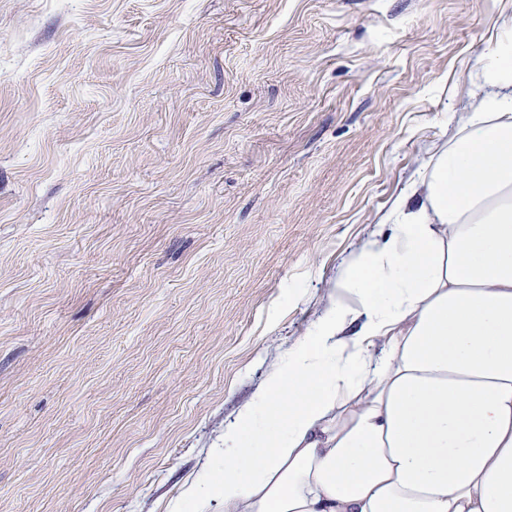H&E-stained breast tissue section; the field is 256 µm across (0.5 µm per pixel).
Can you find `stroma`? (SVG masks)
Returning <instances> with one entry per match:
<instances>
[{
    "instance_id": "stroma-1",
    "label": "stroma",
    "mask_w": 512,
    "mask_h": 512,
    "mask_svg": "<svg viewBox=\"0 0 512 512\" xmlns=\"http://www.w3.org/2000/svg\"><path fill=\"white\" fill-rule=\"evenodd\" d=\"M508 14L0 0V512H193Z\"/></svg>"
}]
</instances>
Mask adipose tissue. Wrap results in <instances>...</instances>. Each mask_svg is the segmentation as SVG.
Instances as JSON below:
<instances>
[{
	"label": "adipose tissue",
	"instance_id": "adipose-tissue-1",
	"mask_svg": "<svg viewBox=\"0 0 512 512\" xmlns=\"http://www.w3.org/2000/svg\"><path fill=\"white\" fill-rule=\"evenodd\" d=\"M454 131L224 426L195 512H512V17Z\"/></svg>",
	"mask_w": 512,
	"mask_h": 512
}]
</instances>
